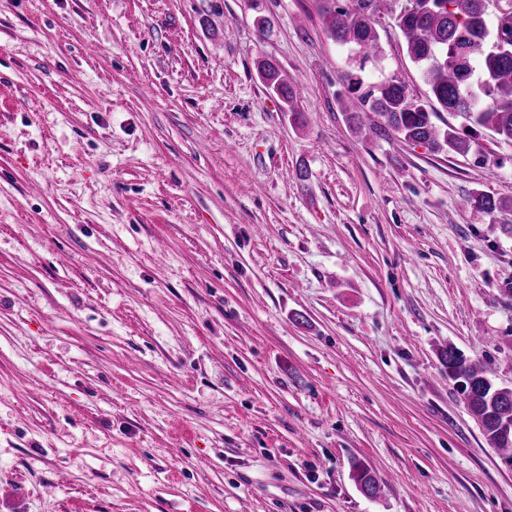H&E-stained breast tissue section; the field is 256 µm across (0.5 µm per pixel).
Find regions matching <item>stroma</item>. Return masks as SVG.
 <instances>
[{
    "instance_id": "35a3bbf8",
    "label": "stroma",
    "mask_w": 512,
    "mask_h": 512,
    "mask_svg": "<svg viewBox=\"0 0 512 512\" xmlns=\"http://www.w3.org/2000/svg\"><path fill=\"white\" fill-rule=\"evenodd\" d=\"M401 7L361 66L318 0H0V512H512L440 358L512 387V210L462 206L512 143L351 128L427 94ZM256 71L262 82L276 94L281 96L285 104L288 106L289 112L297 114L293 109V103L297 96L296 90L290 87L288 83L281 78L282 74L278 66L271 60L261 59L257 61Z\"/></svg>"
}]
</instances>
